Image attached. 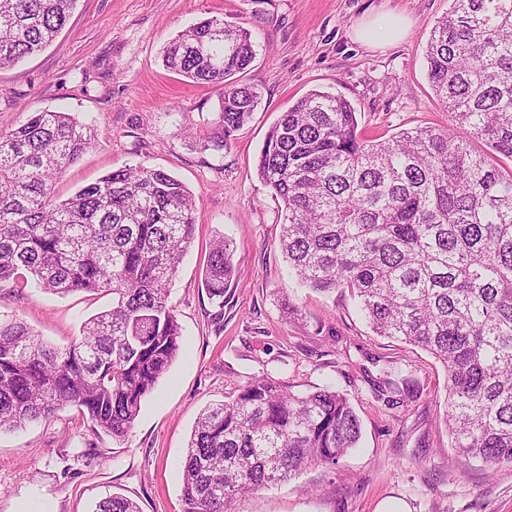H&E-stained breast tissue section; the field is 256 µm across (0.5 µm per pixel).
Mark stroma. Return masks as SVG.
<instances>
[{
    "instance_id": "1",
    "label": "stroma",
    "mask_w": 512,
    "mask_h": 512,
    "mask_svg": "<svg viewBox=\"0 0 512 512\" xmlns=\"http://www.w3.org/2000/svg\"><path fill=\"white\" fill-rule=\"evenodd\" d=\"M449 7L450 0H77L50 45L0 70V134L55 110L94 130L92 147L57 181V199L138 165L167 171L196 198L195 240L169 295L183 350L125 438L71 407L0 431V512H95L113 494L141 512H182V462L199 414L262 374L296 394L336 387L358 414L362 437L336 468L313 467L238 499L235 512H376L390 497L410 512H512V463L489 471L453 457L443 365L420 347L377 336L350 290L299 284L280 248L283 203L256 173L271 127L313 90L346 98L369 139L450 126L425 56ZM385 11L410 19L404 39L375 47L354 38L358 20ZM212 17L250 30L256 55L238 82L261 93L218 153L201 144L223 137L220 86L190 82L162 62L169 42ZM220 236L233 244L236 272L219 308L203 282ZM111 306L107 293L0 290V313L59 348ZM389 373L414 382L413 398L398 407L379 393Z\"/></svg>"
}]
</instances>
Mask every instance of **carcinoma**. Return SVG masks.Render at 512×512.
Masks as SVG:
<instances>
[{
    "label": "carcinoma",
    "instance_id": "1",
    "mask_svg": "<svg viewBox=\"0 0 512 512\" xmlns=\"http://www.w3.org/2000/svg\"><path fill=\"white\" fill-rule=\"evenodd\" d=\"M75 3L0 0V69L53 42ZM254 56L248 29L210 18L174 38L164 63L222 86L227 139L260 99L230 82ZM426 61L454 128L367 141L345 98L313 90L272 127L257 174L283 203L282 251L300 282L351 290L378 335L441 362L452 448L493 468L512 463V0H452ZM472 139L489 151L471 148ZM93 141L68 112H34L0 135V285L112 294V308L63 349L0 314V430L72 406L124 438L182 348L169 288L194 238L195 198L162 170L129 167L56 200V181ZM233 274L231 243L219 238L204 287L221 310ZM382 391L397 403L413 393L398 378L384 379ZM360 437L339 391L299 396L267 374L254 377L199 416L183 512H233L238 498L309 466H336ZM97 512L140 509L114 495Z\"/></svg>",
    "mask_w": 512,
    "mask_h": 512
}]
</instances>
